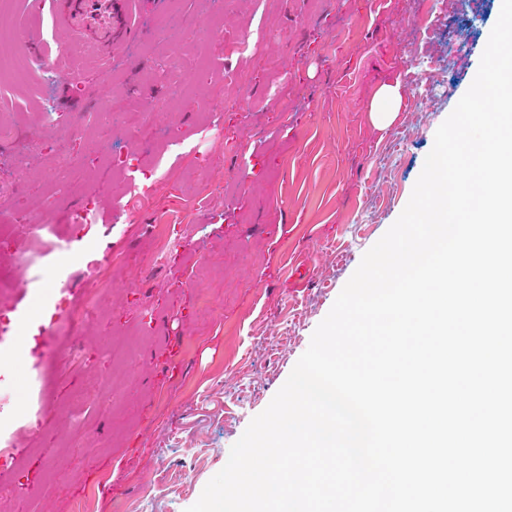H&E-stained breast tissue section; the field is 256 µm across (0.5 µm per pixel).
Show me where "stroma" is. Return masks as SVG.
<instances>
[{
	"label": "stroma",
	"mask_w": 512,
	"mask_h": 512,
	"mask_svg": "<svg viewBox=\"0 0 512 512\" xmlns=\"http://www.w3.org/2000/svg\"><path fill=\"white\" fill-rule=\"evenodd\" d=\"M79 0H11L0 19L31 25L38 45L23 82L0 85V113L15 135L0 137V212L42 211L52 194L54 154L31 152L22 129L38 134L72 117L94 122L107 97L125 94L149 112L140 136L143 170L169 173L143 210L114 177L110 155L127 151L122 129L108 144L92 136L73 149L87 171L59 200V232L92 204L81 246L102 259L112 305L86 324L83 351L52 372L62 342L39 325L55 315L60 289L78 292L81 269L60 260L53 281L31 270L27 285L0 287V301L26 313L15 341L0 350V400L19 402L40 368L52 405L49 423L19 440L22 462L0 471V512H186L226 465L231 446L284 385L363 255L407 205L435 133L471 86L502 0H446L416 24L422 0H132V36L112 42L105 6ZM166 49L184 60L182 90L155 79L146 51L161 24ZM244 35L249 50L225 57L220 34ZM81 40L89 58L64 54ZM120 76L113 84L98 66ZM236 109L217 113L216 133L198 136L203 96L225 69ZM287 74L288 107L268 89ZM399 84L402 105L389 128L375 127L371 102ZM46 93L50 118L34 122L30 99ZM176 127L185 147L162 152L160 133ZM23 177L25 189L11 188ZM182 248L149 269L168 225ZM101 399L73 408L88 374Z\"/></svg>",
	"instance_id": "stroma-1"
}]
</instances>
